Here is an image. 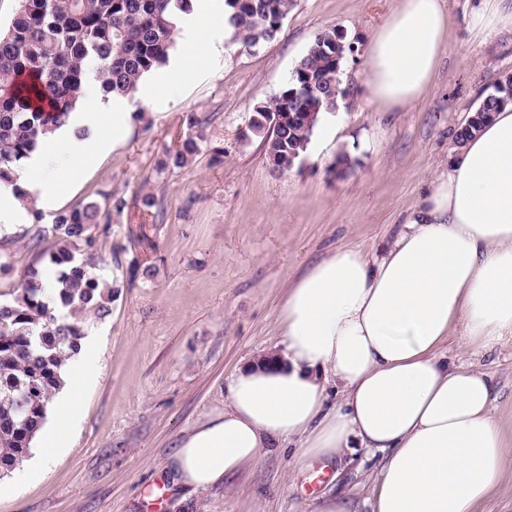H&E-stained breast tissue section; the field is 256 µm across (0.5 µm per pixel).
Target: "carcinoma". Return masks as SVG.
Returning a JSON list of instances; mask_svg holds the SVG:
<instances>
[{"mask_svg": "<svg viewBox=\"0 0 512 512\" xmlns=\"http://www.w3.org/2000/svg\"><path fill=\"white\" fill-rule=\"evenodd\" d=\"M231 42L244 49L275 40L292 0H223ZM192 0H20L9 26L0 29V180L28 157L42 136L64 124L89 81L103 93L133 97L141 78L165 65L177 25ZM351 45L333 28L315 36L277 94L253 108L248 131L263 139L272 171H291L306 153L319 115L336 111L346 95L341 63ZM509 100L497 89L484 96L455 133L461 143ZM202 136L187 135L158 167L180 168L200 150ZM95 201L57 212L49 262L51 304L41 296V273L13 302H0V473L28 457L47 417L67 351L85 336L81 315L110 313L117 290L100 287L81 249L95 248Z\"/></svg>", "mask_w": 512, "mask_h": 512, "instance_id": "cac0c4a2", "label": "carcinoma"}]
</instances>
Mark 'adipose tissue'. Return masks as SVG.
Returning a JSON list of instances; mask_svg holds the SVG:
<instances>
[{"mask_svg":"<svg viewBox=\"0 0 512 512\" xmlns=\"http://www.w3.org/2000/svg\"><path fill=\"white\" fill-rule=\"evenodd\" d=\"M225 24L213 0H193L192 34ZM447 0H398L365 53L366 94L384 112L414 106L448 49ZM129 99L84 96L67 123L0 181V233L17 224L20 194L57 208L75 170L121 139ZM67 147L66 156L54 152ZM378 255L346 243L292 282L278 316L277 352L238 371L223 409L187 429L166 462L174 486L224 483L286 446L299 467L355 448L380 464L370 512H479L500 488L504 433L489 373L448 359L449 337L481 355L512 341V102L448 156ZM86 336L61 371L55 416L35 476L68 439L81 382L96 369ZM339 387L331 399L330 387Z\"/></svg>","mask_w":512,"mask_h":512,"instance_id":"obj_1","label":"adipose tissue"}]
</instances>
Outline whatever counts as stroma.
<instances>
[{
  "mask_svg": "<svg viewBox=\"0 0 512 512\" xmlns=\"http://www.w3.org/2000/svg\"><path fill=\"white\" fill-rule=\"evenodd\" d=\"M447 2L450 50L422 100L403 112L379 110L362 87L368 40L397 0H294L276 40L247 50L214 30L190 65L149 89L145 120H127L125 142L79 172L65 201L71 208L109 193L126 202L92 229L101 259L92 271L119 283L105 319L83 316L97 338V374L67 448L35 477L0 474V512H308L324 494L369 497L372 464L297 471L290 448L197 492L174 487L165 462L183 430L223 409L232 375L274 352L289 284L342 244L388 245L447 163L456 129L512 75V30L475 36L477 0ZM331 28L352 46L334 133L315 135L293 170L273 173L261 137L245 133L252 110ZM191 114L204 120L201 152L158 171ZM341 151L355 166L337 179ZM148 195L157 205L146 211ZM53 245L23 226L0 239L10 262L0 301L15 298L29 268L48 270ZM473 363L495 379L493 414L512 459V343Z\"/></svg>",
  "mask_w": 512,
  "mask_h": 512,
  "instance_id": "35a3bbf8",
  "label": "stroma"
}]
</instances>
